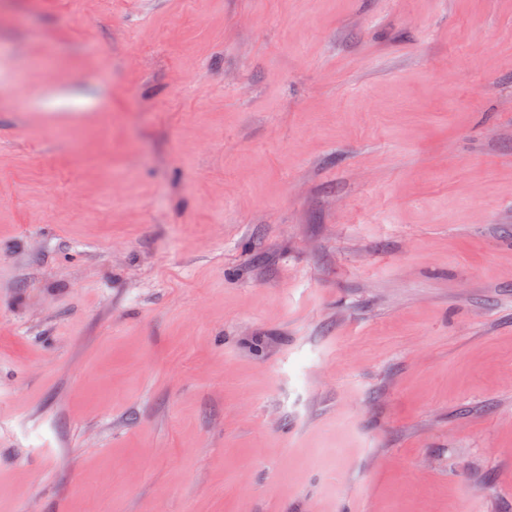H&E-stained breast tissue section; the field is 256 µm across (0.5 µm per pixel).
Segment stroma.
I'll return each instance as SVG.
<instances>
[{"label":"stroma","instance_id":"obj_1","mask_svg":"<svg viewBox=\"0 0 512 512\" xmlns=\"http://www.w3.org/2000/svg\"><path fill=\"white\" fill-rule=\"evenodd\" d=\"M0 512H512V0H0Z\"/></svg>","mask_w":512,"mask_h":512}]
</instances>
